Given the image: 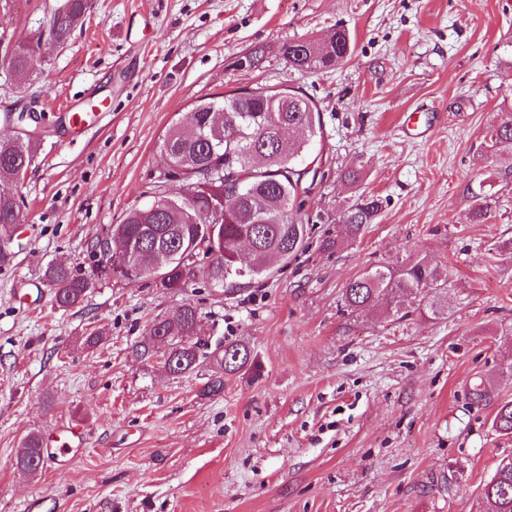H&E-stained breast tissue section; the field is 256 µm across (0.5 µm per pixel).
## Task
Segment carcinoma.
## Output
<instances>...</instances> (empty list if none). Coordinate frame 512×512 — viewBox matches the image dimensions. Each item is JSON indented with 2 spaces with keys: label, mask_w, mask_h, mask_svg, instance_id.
<instances>
[{
  "label": "carcinoma",
  "mask_w": 512,
  "mask_h": 512,
  "mask_svg": "<svg viewBox=\"0 0 512 512\" xmlns=\"http://www.w3.org/2000/svg\"><path fill=\"white\" fill-rule=\"evenodd\" d=\"M69 13L53 16L50 44L65 42L74 20L85 13L88 0H68ZM352 50L348 32L338 29L324 43L293 40L282 53L296 70L317 72L346 58ZM9 68L27 79L37 73L38 62L20 44L8 60ZM197 124L174 125L160 148L169 173L180 179L186 191L180 195L158 193L145 205L132 209L126 221L112 228L111 235L124 237L132 247L141 273L127 280L132 284L153 271L162 273L160 286L182 290L193 269L192 260L210 259L207 277L223 291L248 288L268 277L273 263H286L304 246L308 227L294 210L305 174L304 157L321 134L320 112L304 93L293 88L268 90L242 88L222 96L199 100L193 108ZM494 145H512V114L493 128ZM33 160L30 146L15 140L0 142V231L8 232L20 221V205L12 187L20 170ZM381 205L366 197L347 207L339 217L341 234L325 240L333 248L342 240L357 239L376 219ZM62 307L79 304L88 288L86 280L65 267L52 265L45 273ZM448 271L424 259H414L399 270L387 266L366 269L343 288V299L353 311L396 298L402 292L418 300V308L434 317L448 314L443 290ZM197 308L183 304L171 317L156 319L149 328L151 345L159 350L169 372L180 375L201 363L212 373L200 391L209 398L224 392V374L245 366L250 353L242 344L214 346L196 336ZM493 428L512 435V401L495 407ZM17 469L35 473L44 466L41 439L28 435L15 460ZM482 498L488 512H512V459L502 461L484 485Z\"/></svg>",
  "instance_id": "obj_1"
}]
</instances>
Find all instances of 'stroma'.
<instances>
[{"label": "stroma", "mask_w": 512, "mask_h": 512, "mask_svg": "<svg viewBox=\"0 0 512 512\" xmlns=\"http://www.w3.org/2000/svg\"><path fill=\"white\" fill-rule=\"evenodd\" d=\"M55 4L0 0V114L34 107L43 129L16 187L21 221L0 235V512L35 496L58 512H482L512 458L493 406L469 398L486 376L512 400L497 377L512 364V253L492 249L512 243V148L486 141L512 112V0H89L50 46ZM339 28L346 60L288 66L283 43ZM20 43L41 61L25 83L5 54ZM257 47L259 67H239ZM288 86L322 125L303 249L232 293L209 287L202 259L182 291L102 276L96 240L161 187L172 123L201 98ZM102 99L69 137L63 106ZM415 110L420 136L404 124ZM487 194L491 218L471 221ZM362 195L381 203L374 223L325 249ZM417 257L451 274L446 316L346 307L353 276ZM51 264L88 281L80 304L58 306ZM186 303L198 337L251 351L221 395H200L209 365L174 375L137 350ZM67 423L85 430L79 454L16 469L27 435Z\"/></svg>", "instance_id": "stroma-1"}]
</instances>
